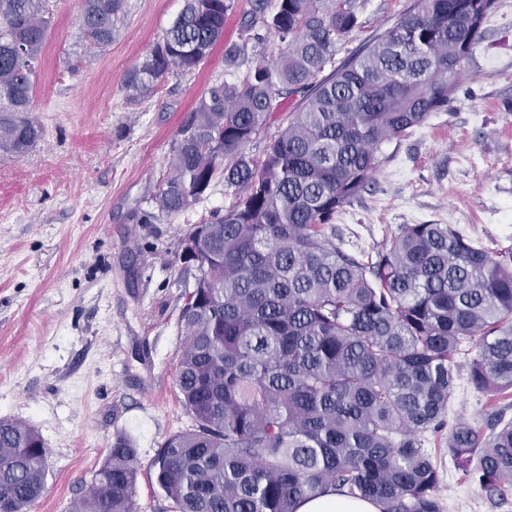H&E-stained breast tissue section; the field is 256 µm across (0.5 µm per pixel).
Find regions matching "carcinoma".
<instances>
[{"instance_id": "cac0c4a2", "label": "carcinoma", "mask_w": 512, "mask_h": 512, "mask_svg": "<svg viewBox=\"0 0 512 512\" xmlns=\"http://www.w3.org/2000/svg\"><path fill=\"white\" fill-rule=\"evenodd\" d=\"M47 2L0 0L1 155L41 137L27 112ZM360 8L252 0L239 41L224 44L228 78L198 98L152 196L172 216L202 200L219 173L239 193L196 225V255L181 258L206 287L180 316L176 385L195 427L170 436L153 462L174 512H296L329 492L372 500L380 512H443L425 438L445 428L448 454L470 480L492 495L512 490V420L487 435L447 425L461 369L483 394L512 390V247H479L449 224H401L360 261L328 234L371 183L381 147L448 111L498 0H415L321 76L360 27ZM230 10L229 0H184L126 71L127 102L203 65ZM123 11L124 0H84L92 45L112 43ZM270 35L277 58L236 76ZM287 97L297 110L257 162L246 147ZM136 457L117 435L72 512H134ZM45 460L34 427L0 418V503L10 512H28L41 496Z\"/></svg>"}]
</instances>
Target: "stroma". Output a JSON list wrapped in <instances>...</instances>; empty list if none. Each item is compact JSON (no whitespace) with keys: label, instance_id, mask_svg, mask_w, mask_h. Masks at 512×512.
I'll use <instances>...</instances> for the list:
<instances>
[{"label":"stroma","instance_id":"1","mask_svg":"<svg viewBox=\"0 0 512 512\" xmlns=\"http://www.w3.org/2000/svg\"><path fill=\"white\" fill-rule=\"evenodd\" d=\"M414 0H365L344 60L391 27ZM51 25L30 119L44 135L0 156V418L33 426L47 446L46 490L32 512H67L114 437L137 450L136 512H167L152 463L192 425L176 387L179 318L194 278L179 255L194 224L236 200L215 179L206 198L150 224L139 218L168 173L177 129L207 85L224 77V49L190 73L164 77L128 104L125 72L163 35L183 0H125L111 44L91 46L83 0H48ZM487 21L448 111L383 145L369 190L336 217L350 253L372 252L402 224H450L478 245H512V0ZM512 418V393L488 397L460 375L451 419L488 431ZM426 446L444 512H512L465 481L445 437Z\"/></svg>","mask_w":512,"mask_h":512}]
</instances>
